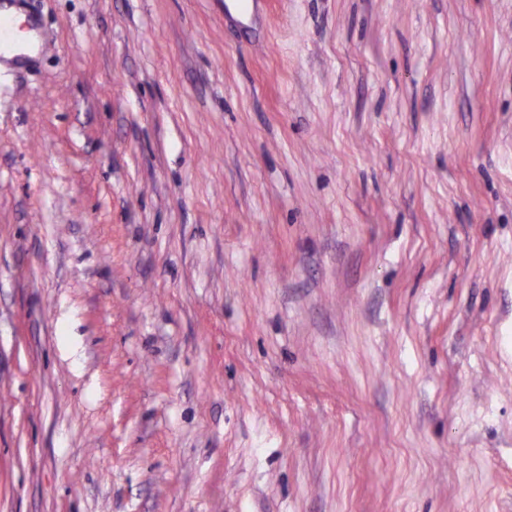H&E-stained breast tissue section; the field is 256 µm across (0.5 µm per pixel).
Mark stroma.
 <instances>
[{
  "mask_svg": "<svg viewBox=\"0 0 512 512\" xmlns=\"http://www.w3.org/2000/svg\"><path fill=\"white\" fill-rule=\"evenodd\" d=\"M0 512H512V0H13Z\"/></svg>",
  "mask_w": 512,
  "mask_h": 512,
  "instance_id": "35a3bbf8",
  "label": "stroma"
}]
</instances>
